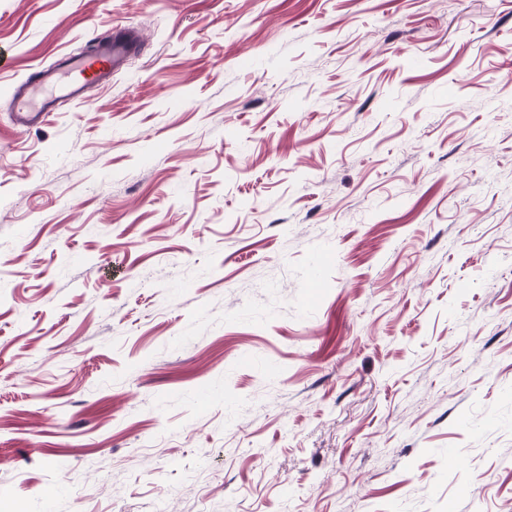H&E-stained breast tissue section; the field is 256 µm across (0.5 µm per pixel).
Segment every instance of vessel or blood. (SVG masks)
Returning a JSON list of instances; mask_svg holds the SVG:
<instances>
[{"label": "vessel or blood", "mask_w": 512, "mask_h": 512, "mask_svg": "<svg viewBox=\"0 0 512 512\" xmlns=\"http://www.w3.org/2000/svg\"><path fill=\"white\" fill-rule=\"evenodd\" d=\"M139 47L140 35L134 28L116 26L94 36L90 53L68 54L58 67L35 71L6 92L13 123L22 129L42 124L54 112V103L60 98L84 103L88 89L111 83L113 73Z\"/></svg>", "instance_id": "1"}]
</instances>
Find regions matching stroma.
<instances>
[{
	"label": "stroma",
	"mask_w": 512,
	"mask_h": 512,
	"mask_svg": "<svg viewBox=\"0 0 512 512\" xmlns=\"http://www.w3.org/2000/svg\"><path fill=\"white\" fill-rule=\"evenodd\" d=\"M0 512H512V0H0ZM140 41L134 28L116 26L94 36L90 53L67 54L58 67L35 71L22 84L4 93L10 103L13 123L22 129L42 124L55 112L54 102L59 98L84 103L88 89L112 82V74L138 52Z\"/></svg>",
	"instance_id": "35a3bbf8"
}]
</instances>
